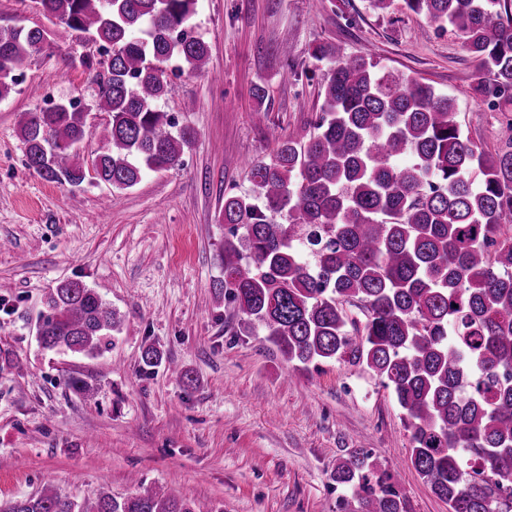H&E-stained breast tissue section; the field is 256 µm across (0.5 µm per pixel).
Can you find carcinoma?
<instances>
[{
  "instance_id": "cac0c4a2",
  "label": "carcinoma",
  "mask_w": 512,
  "mask_h": 512,
  "mask_svg": "<svg viewBox=\"0 0 512 512\" xmlns=\"http://www.w3.org/2000/svg\"><path fill=\"white\" fill-rule=\"evenodd\" d=\"M33 3L53 27L0 26V100L67 30L97 45L69 56L110 114L96 179L125 190L179 166L195 132L160 102L167 63L191 73L208 64V44L188 26L197 0ZM403 5L455 31L485 75L476 91L512 104V18H503L512 0ZM312 56L327 71L314 132L279 140L270 160L248 164L251 193L224 196V278L213 288L292 368L337 361L378 379L402 411L413 467L452 512H512V114L502 113L499 147L488 151L463 131L454 98L384 70L371 51L325 42ZM18 134L37 176L84 183L85 112L63 103L23 112ZM284 213L288 223H277ZM119 329L117 312L70 280L50 293L38 333L45 349L96 357ZM67 385L95 397L83 377ZM487 468L498 480L473 482ZM333 479L362 512H407L405 489L364 452L337 463ZM0 512L211 510L161 490L79 503L46 488Z\"/></svg>"
}]
</instances>
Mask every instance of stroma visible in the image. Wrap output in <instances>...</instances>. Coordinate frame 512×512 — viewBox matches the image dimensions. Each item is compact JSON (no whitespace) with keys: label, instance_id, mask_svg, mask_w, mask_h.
<instances>
[{"label":"stroma","instance_id":"stroma-1","mask_svg":"<svg viewBox=\"0 0 512 512\" xmlns=\"http://www.w3.org/2000/svg\"><path fill=\"white\" fill-rule=\"evenodd\" d=\"M194 35L210 47L203 72L170 75L161 104L197 139L175 169L117 190L87 179L49 182L24 163L19 113L47 100L80 102L90 165L109 121L94 86L57 48L34 54L0 101V501L50 486L76 501L156 487L215 512H361L332 478L339 459L368 451L408 492V512H448L410 460V433L375 377L339 362L292 369L261 330L235 331L216 293L223 278L224 196L252 189L248 163L278 139H307L319 112L323 42L371 48L381 66L456 100L457 119L485 149L498 145V101L475 93L481 74L452 30L429 27L401 0H198ZM270 109L258 111L255 86ZM78 280L121 315L112 348L90 359L43 349L36 322L50 289ZM162 363L140 370L145 346ZM190 371L192 383L173 376ZM97 386L86 403L66 375Z\"/></svg>","mask_w":512,"mask_h":512}]
</instances>
